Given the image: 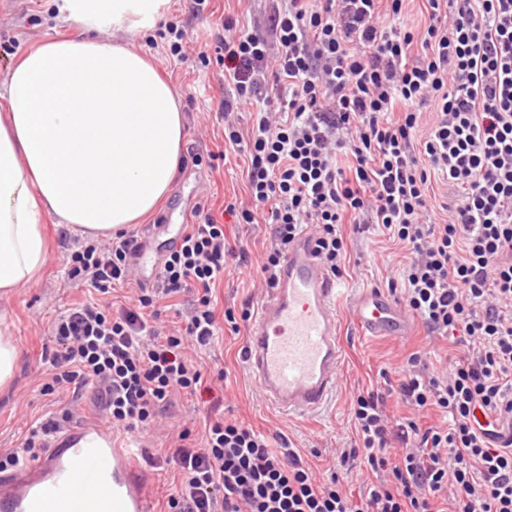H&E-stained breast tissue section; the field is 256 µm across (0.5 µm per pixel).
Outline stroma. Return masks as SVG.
Listing matches in <instances>:
<instances>
[{
  "mask_svg": "<svg viewBox=\"0 0 512 512\" xmlns=\"http://www.w3.org/2000/svg\"><path fill=\"white\" fill-rule=\"evenodd\" d=\"M172 9L161 25L138 39V46L158 64L175 87L186 117L180 165L173 189L154 215L132 225L137 235L151 234L153 248L162 249L171 225L194 222L195 210L222 217L224 232L234 246L249 256L246 267L228 268L213 295L218 310L258 304L265 296L260 273L261 257L270 243L265 224H239L223 215L225 203L247 201L245 155L224 149V123L218 113L222 97L223 65L216 60L215 37L225 17L238 19L252 29L265 30L277 0H171ZM185 32L194 53L181 61L168 53L166 25ZM75 37L79 29L57 21L51 0H0V70L20 54L54 35ZM169 217V227H158L159 218ZM50 250L43 273L33 284L17 288L0 298V311L8 315L10 332L19 349L18 371L13 381L0 387V454L21 447L34 421L69 413L71 423L97 421L101 415L93 388L59 390L46 395L42 384L50 381L54 343L50 327L73 304L87 299L86 289L69 283L67 255L78 236L64 228L47 225ZM346 240L345 269L340 278L346 289L338 298L342 314L341 339L345 356L335 396L319 413L290 417L268 405L262 390L251 378L244 361L248 325L239 332L224 329L214 353L194 352L204 367V377L226 417L251 424L267 435L283 434L316 472L323 477L338 471L341 449L354 445L356 431L350 407L361 391L382 386V371L395 372L411 353H419L431 370L442 369L461 355V346L445 339L428 338L420 321H413L410 335L402 338L367 337L360 333L350 312L353 301L372 288H387L407 262V250L376 226L355 231L343 227ZM210 405L202 398L174 395L156 425L141 431L140 440L149 452L170 446L183 430L203 432Z\"/></svg>",
  "mask_w": 512,
  "mask_h": 512,
  "instance_id": "obj_1",
  "label": "stroma"
}]
</instances>
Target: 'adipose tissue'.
<instances>
[{
    "instance_id": "1",
    "label": "adipose tissue",
    "mask_w": 512,
    "mask_h": 512,
    "mask_svg": "<svg viewBox=\"0 0 512 512\" xmlns=\"http://www.w3.org/2000/svg\"><path fill=\"white\" fill-rule=\"evenodd\" d=\"M53 3L81 35L43 41L0 76V298L42 270L47 225L98 239L142 223L180 162L178 93L132 42L171 0Z\"/></svg>"
}]
</instances>
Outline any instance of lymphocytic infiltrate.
<instances>
[{
	"label": "lymphocytic infiltrate",
	"mask_w": 512,
	"mask_h": 512,
	"mask_svg": "<svg viewBox=\"0 0 512 512\" xmlns=\"http://www.w3.org/2000/svg\"><path fill=\"white\" fill-rule=\"evenodd\" d=\"M406 0H284L269 34L236 31L225 18L215 51L232 89L219 105L224 145L246 153L250 204H229L241 223L263 222L270 245L260 271L273 287L282 255L302 228L327 270L341 275L343 225L383 228L409 250L401 274L406 308L428 336L461 345L445 373L419 356L401 369L396 393L409 407L439 410L423 428L386 413L387 394L359 393L351 408L354 446L341 467H366L378 481L365 497L344 493L337 474L317 478L289 441L222 416L190 431L165 454L179 474L162 512H512V0H422L423 30L402 20ZM434 104L418 138L421 108ZM246 109L242 133L233 112ZM353 131L352 140L336 137ZM446 188L434 205L432 180ZM449 212L430 223L434 208ZM137 236L83 242L68 261L76 286L107 294L132 277ZM248 263L212 217L189 225L151 287L133 306L83 301L51 327V394L76 383L97 389L112 430H143L174 391L204 383L187 347L211 349L222 324L250 310L217 314L212 288L228 262ZM192 293L174 332L161 300Z\"/></svg>",
	"instance_id": "lymphocytic-infiltrate-1"
}]
</instances>
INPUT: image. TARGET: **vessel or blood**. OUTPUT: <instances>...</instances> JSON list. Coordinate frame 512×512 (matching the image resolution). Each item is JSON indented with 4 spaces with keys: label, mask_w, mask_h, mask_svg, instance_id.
Wrapping results in <instances>:
<instances>
[{
    "label": "vessel or blood",
    "mask_w": 512,
    "mask_h": 512,
    "mask_svg": "<svg viewBox=\"0 0 512 512\" xmlns=\"http://www.w3.org/2000/svg\"><path fill=\"white\" fill-rule=\"evenodd\" d=\"M344 290L319 260L309 232L291 242L277 284L254 314L246 366L266 399L288 416L320 411L336 392L343 346L336 299ZM352 318L372 337H403L410 327L389 294L355 299ZM136 441L119 442L87 421L56 437L40 459L0 470V512H152V474Z\"/></svg>",
    "instance_id": "obj_1"
}]
</instances>
